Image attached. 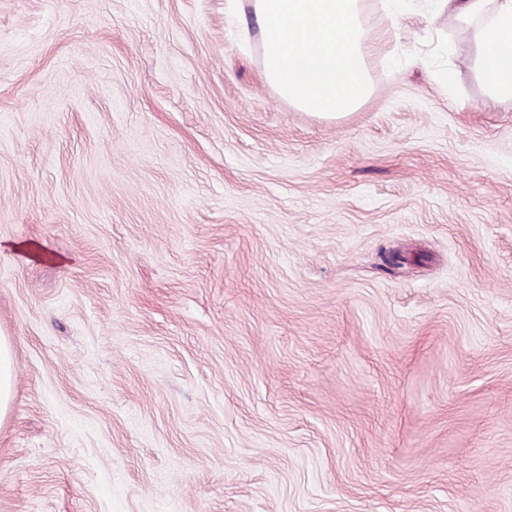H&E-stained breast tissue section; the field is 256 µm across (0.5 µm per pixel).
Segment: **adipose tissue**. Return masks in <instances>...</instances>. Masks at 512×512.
I'll use <instances>...</instances> for the list:
<instances>
[{"label": "adipose tissue", "mask_w": 512, "mask_h": 512, "mask_svg": "<svg viewBox=\"0 0 512 512\" xmlns=\"http://www.w3.org/2000/svg\"><path fill=\"white\" fill-rule=\"evenodd\" d=\"M448 18L474 30L471 61L485 95L512 103V0H440Z\"/></svg>", "instance_id": "ef3b65f1"}]
</instances>
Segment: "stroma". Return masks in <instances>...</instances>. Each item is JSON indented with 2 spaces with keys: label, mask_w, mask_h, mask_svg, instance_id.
Wrapping results in <instances>:
<instances>
[{
  "label": "stroma",
  "mask_w": 512,
  "mask_h": 512,
  "mask_svg": "<svg viewBox=\"0 0 512 512\" xmlns=\"http://www.w3.org/2000/svg\"><path fill=\"white\" fill-rule=\"evenodd\" d=\"M225 2L0 0V512H512V103L364 0L295 110ZM14 354L9 340L0 336V421L4 418L14 394Z\"/></svg>",
  "instance_id": "1"
}]
</instances>
